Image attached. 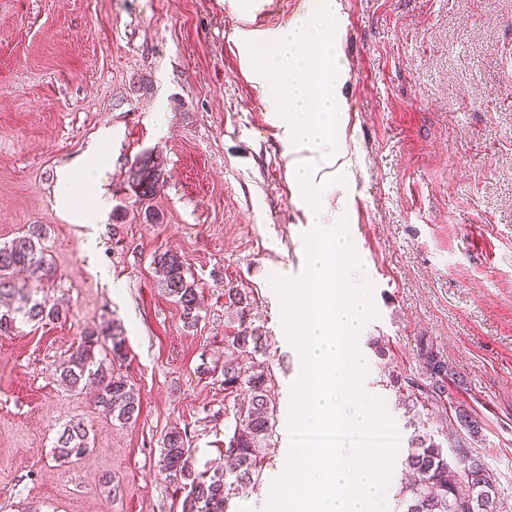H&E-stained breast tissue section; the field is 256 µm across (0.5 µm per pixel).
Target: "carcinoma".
<instances>
[{"label": "carcinoma", "mask_w": 512, "mask_h": 512, "mask_svg": "<svg viewBox=\"0 0 512 512\" xmlns=\"http://www.w3.org/2000/svg\"><path fill=\"white\" fill-rule=\"evenodd\" d=\"M158 178L148 165L138 169V203L145 204L156 191ZM165 293L181 309L183 324L197 325L200 310L199 287L186 277L185 263L175 253L164 252L154 259ZM39 281L51 280L54 267L38 247L37 233L0 243V296L18 299V305L0 313V335L15 328L17 318L26 320L55 319L61 310L46 299L33 297L32 289L21 274ZM225 306L234 309L244 327L224 337V391L234 397V428L224 448V469L208 475L195 469L190 450L178 431L166 434L160 458L161 471L167 477L183 481L190 487L195 512H226L230 490H245L255 485L268 450L275 447L272 436L277 406L270 397L272 365L268 362L267 337L258 327L246 324L250 294L244 288L224 289ZM108 330H90L60 368L65 385L78 387L87 381L97 385V403L107 416L129 422L136 418L139 400L123 375L114 365L126 359L121 339L111 337L108 347L110 365L97 359L96 349ZM416 361L419 379L400 373H388L389 384L401 397V405L413 427L407 454L403 460L409 477L396 488L394 496L401 512H503L496 497L495 478L481 458L470 456L458 467L448 462V452L431 435L419 430L423 416L430 409L452 410L449 423L456 439L473 440L482 433L480 418L462 402H452V390L464 385L463 376L448 366L434 341L426 336L418 339ZM90 449L86 426L77 421L66 425L57 439L55 455L60 461L78 460Z\"/></svg>", "instance_id": "obj_1"}]
</instances>
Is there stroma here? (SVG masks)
<instances>
[{
	"instance_id": "stroma-1",
	"label": "stroma",
	"mask_w": 512,
	"mask_h": 512,
	"mask_svg": "<svg viewBox=\"0 0 512 512\" xmlns=\"http://www.w3.org/2000/svg\"><path fill=\"white\" fill-rule=\"evenodd\" d=\"M304 2L0 0V243L41 229L56 274L40 292L64 309L0 336V512H184L190 488L161 472L163 439L180 431L200 472L224 454L230 286L249 291L248 318L268 338L277 420L257 485L227 512H267L302 370L271 280L301 275L309 226L235 31L249 18L276 29ZM340 2L353 177L337 194L375 309L359 340L365 385L407 448L383 379L416 376L417 340L431 337L465 377L458 397L483 419L470 448L512 512V0ZM102 146L107 211L73 223L59 200L85 190L59 172ZM144 158L159 175L147 212ZM165 251L200 287L196 327L159 283ZM102 327L128 352L136 421L59 379ZM79 420L92 449L61 463L56 440Z\"/></svg>"
}]
</instances>
